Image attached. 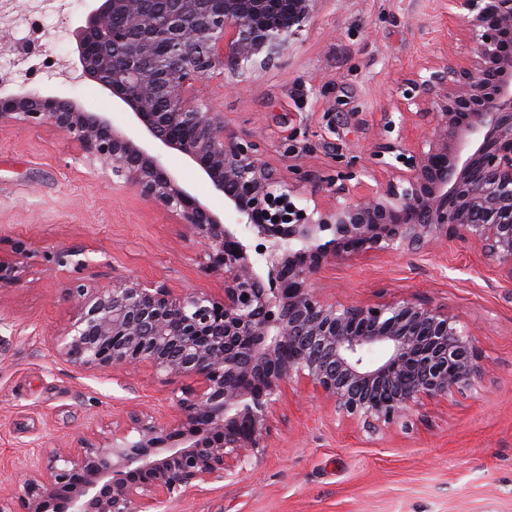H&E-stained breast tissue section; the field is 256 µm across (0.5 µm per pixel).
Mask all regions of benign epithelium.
<instances>
[{
    "instance_id": "obj_1",
    "label": "benign epithelium",
    "mask_w": 512,
    "mask_h": 512,
    "mask_svg": "<svg viewBox=\"0 0 512 512\" xmlns=\"http://www.w3.org/2000/svg\"><path fill=\"white\" fill-rule=\"evenodd\" d=\"M316 0H95L75 30L79 64L127 106L126 123L72 99L2 95L0 124H51L81 157L171 214L200 249L223 294L176 292L118 276L73 285V314L52 342L81 371L151 369L183 382L176 415L132 411L112 436L46 447L0 512H159L174 496L259 462L272 410L292 381L311 385L342 420L376 433L408 425L424 402L472 389L486 368L448 310L415 298L364 304L321 296L320 270L352 256L415 253L437 241L480 246L512 281V0H448L469 43L404 75L396 136L374 146L375 170L290 178L249 139L205 111L199 85L217 66L235 88L272 65ZM182 154L224 195L238 235L162 152ZM375 184H369V181ZM283 203H278V200ZM26 244L0 258L17 280Z\"/></svg>"
}]
</instances>
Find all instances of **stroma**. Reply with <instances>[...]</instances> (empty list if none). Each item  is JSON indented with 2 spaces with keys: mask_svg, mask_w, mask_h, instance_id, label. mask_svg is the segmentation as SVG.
I'll use <instances>...</instances> for the list:
<instances>
[{
  "mask_svg": "<svg viewBox=\"0 0 512 512\" xmlns=\"http://www.w3.org/2000/svg\"><path fill=\"white\" fill-rule=\"evenodd\" d=\"M84 0L45 19L52 56L77 55ZM448 0H318L310 22L273 66L239 91L223 68L205 82L209 111L252 140L262 159L329 175L371 165L385 138L401 75L444 53H466ZM15 84L70 98L90 112L125 116L90 79L69 84L17 74ZM26 242L18 279L0 285V494L44 446L111 435L140 408L172 418L178 382L148 370L79 371L55 357L73 304L65 290L113 276L221 295L193 244L136 188L79 159L69 137L46 124L0 126V254ZM85 248L90 264L60 265L62 249ZM339 302L414 297L447 308L473 334L486 372L476 389L427 403L409 428L371 436L334 419L310 389L290 384L272 419L263 461L238 477L167 503L162 512H512V282L478 247L437 242L420 252L372 254L326 267L316 281Z\"/></svg>",
  "mask_w": 512,
  "mask_h": 512,
  "instance_id": "1",
  "label": "stroma"
}]
</instances>
